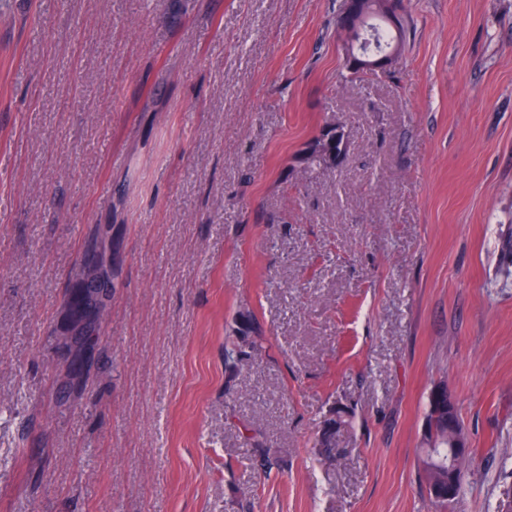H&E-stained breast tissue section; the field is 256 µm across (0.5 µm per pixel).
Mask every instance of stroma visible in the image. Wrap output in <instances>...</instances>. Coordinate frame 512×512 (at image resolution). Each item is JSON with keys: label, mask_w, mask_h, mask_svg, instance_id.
Returning a JSON list of instances; mask_svg holds the SVG:
<instances>
[{"label": "stroma", "mask_w": 512, "mask_h": 512, "mask_svg": "<svg viewBox=\"0 0 512 512\" xmlns=\"http://www.w3.org/2000/svg\"><path fill=\"white\" fill-rule=\"evenodd\" d=\"M345 3L0 0V512H494L512 487V0H403L398 58L352 81ZM99 224L120 286L63 399ZM244 314L266 348L232 376ZM438 386L473 457L445 507ZM432 396L435 402L432 406L429 396L425 418L429 416V410L432 406L433 417L435 419H441L442 417L448 418V424L439 420L435 426L434 433L429 434L426 438L423 439V448H433V452L437 459L445 465L448 463V469L433 471L429 467V463L422 457V478L431 500L443 506L444 504H447L437 500H442L445 502L453 501L455 494V466L457 461L466 453L469 444L464 438L460 436H453L451 445L452 454L448 457V441L450 440L448 437V432L454 433L457 428V422L460 426L462 425L458 418L456 407L454 411V399L451 394L448 393V390L441 386L436 387L433 390ZM454 415H456L457 422L454 418ZM446 482H448V484L444 486L431 485L432 483L437 484ZM430 485L432 496L437 500L433 499L430 494Z\"/></svg>", "instance_id": "obj_1"}]
</instances>
